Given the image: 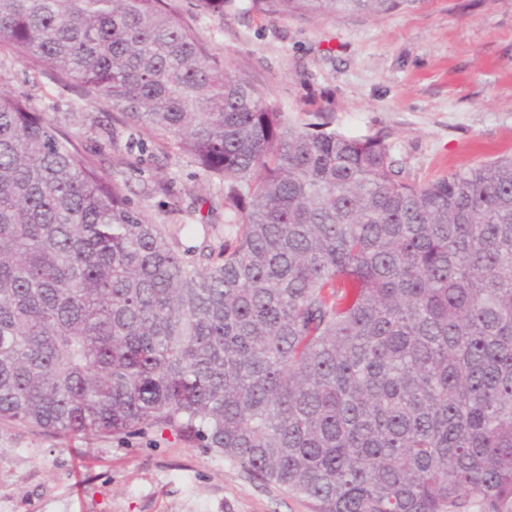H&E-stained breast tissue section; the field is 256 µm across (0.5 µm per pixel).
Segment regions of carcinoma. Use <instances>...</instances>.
Segmentation results:
<instances>
[{
    "instance_id": "1",
    "label": "carcinoma",
    "mask_w": 512,
    "mask_h": 512,
    "mask_svg": "<svg viewBox=\"0 0 512 512\" xmlns=\"http://www.w3.org/2000/svg\"><path fill=\"white\" fill-rule=\"evenodd\" d=\"M0 42L224 179L230 228L186 260L1 91L0 420L171 429L314 512H512V157L407 183L383 141L269 106L164 0H0Z\"/></svg>"
}]
</instances>
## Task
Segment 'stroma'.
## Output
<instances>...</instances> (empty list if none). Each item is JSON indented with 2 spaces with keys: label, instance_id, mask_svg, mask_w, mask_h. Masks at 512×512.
<instances>
[{
  "label": "stroma",
  "instance_id": "1",
  "mask_svg": "<svg viewBox=\"0 0 512 512\" xmlns=\"http://www.w3.org/2000/svg\"><path fill=\"white\" fill-rule=\"evenodd\" d=\"M211 53L273 108L336 132L376 137L418 185L512 155V0H423L380 17H266L232 0L223 17L166 0ZM0 90L82 140L98 170L124 158L127 195L149 221L179 227V251H220L224 182L170 141L130 131L36 59L0 46ZM114 131L102 136V128ZM0 512H313L309 500L175 431L63 435L0 421Z\"/></svg>",
  "mask_w": 512,
  "mask_h": 512
}]
</instances>
